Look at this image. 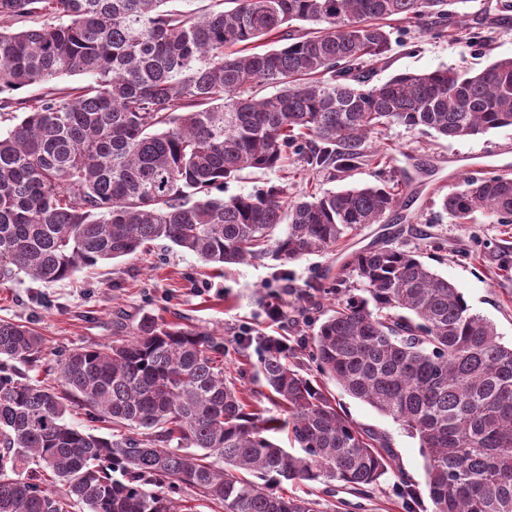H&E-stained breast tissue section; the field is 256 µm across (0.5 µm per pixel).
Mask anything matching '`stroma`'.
<instances>
[{
    "label": "stroma",
    "mask_w": 512,
    "mask_h": 512,
    "mask_svg": "<svg viewBox=\"0 0 512 512\" xmlns=\"http://www.w3.org/2000/svg\"><path fill=\"white\" fill-rule=\"evenodd\" d=\"M463 10L468 17L462 33L452 28L441 33L430 24L390 22L391 49L372 62L374 83L446 67L478 70L512 57V0H468ZM371 145L382 151L385 162L372 161L332 176L304 170L302 156L294 150L280 169L245 171L225 185L224 193L230 196L277 184L293 200L351 186L399 182V204L383 223L362 225L331 251L285 265L263 259L220 269L171 243L153 242L142 253L78 269L52 284L25 276L0 283V319L31 323L44 341L45 358L27 369L28 379L56 386L59 352L111 341L117 316L134 318L145 312L227 338L247 330L282 336L292 350L304 353L303 339L322 313L305 296V289L311 284L334 287L340 266L380 241L414 253L456 284L472 312L490 319L500 342L511 344L512 224L496 223L482 212L459 224L442 212L440 202L443 195L460 189L466 177L490 172L512 177V127L448 140L390 124L373 135ZM273 307L279 320L269 316ZM326 387L349 420L391 437L401 470L384 475L367 499L337 482L328 488L286 482L283 491L301 496L316 491L328 503L343 502L342 512H403L400 475L418 483L425 478L417 439L334 381H327Z\"/></svg>",
    "instance_id": "1"
}]
</instances>
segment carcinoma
I'll return each mask as SVG.
<instances>
[{
	"instance_id": "carcinoma-1",
	"label": "carcinoma",
	"mask_w": 512,
	"mask_h": 512,
	"mask_svg": "<svg viewBox=\"0 0 512 512\" xmlns=\"http://www.w3.org/2000/svg\"><path fill=\"white\" fill-rule=\"evenodd\" d=\"M166 0H0V93L50 86L0 134V281L44 283L166 240L202 260L285 265L379 224L387 184L312 194L282 187L214 198L245 169L273 170L304 140L303 161L345 172L371 161L388 124L446 139L512 127V58L477 73H401L372 85L362 63L389 50L381 21L441 26L469 0H225L191 18ZM51 20L12 29L22 18ZM292 21L321 24L305 35ZM274 38L285 45L261 51ZM275 92L253 95V85ZM441 207L512 224V178L468 177ZM366 296L339 295L308 338L316 371L418 439L424 488L400 473L401 506L426 490L432 512H512V345L463 293L411 252L386 244L336 273ZM284 418L266 415L224 374L225 339L151 313L115 324L109 343L59 355L61 389L31 383L42 337L0 319V512H186L191 490L221 512H322L284 482H339L368 496L397 465L391 438L357 426L292 360L288 343L239 336ZM77 407L128 433L117 439L65 420ZM287 429L294 455L270 433ZM53 474L61 489L44 487Z\"/></svg>"
}]
</instances>
